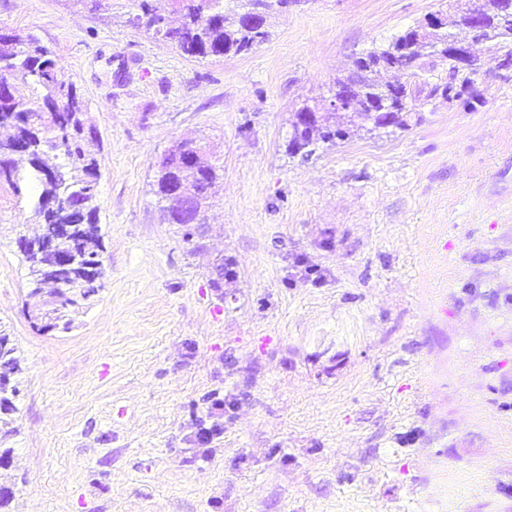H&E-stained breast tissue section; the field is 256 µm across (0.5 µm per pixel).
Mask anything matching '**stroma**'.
Listing matches in <instances>:
<instances>
[{
  "instance_id": "stroma-1",
  "label": "stroma",
  "mask_w": 512,
  "mask_h": 512,
  "mask_svg": "<svg viewBox=\"0 0 512 512\" xmlns=\"http://www.w3.org/2000/svg\"><path fill=\"white\" fill-rule=\"evenodd\" d=\"M447 6L300 0L201 59L140 0H0L82 97L104 245L73 329L38 332L19 240L39 190L0 187V331L24 358L7 512H512V70L483 103L393 131L356 113L286 151L354 54ZM184 139L224 164L203 224L150 191ZM329 105L331 109H336V112L331 110L321 112L317 106H310L306 102L303 103L300 108H318L316 118L303 129H299L295 122L299 114L297 110L300 108L293 112L287 142L290 154H300L302 157L308 158L316 152L319 146L325 144L334 145L337 140L343 141L352 135L354 126L349 114L358 105L349 99L348 94L339 87H336L332 92Z\"/></svg>"
}]
</instances>
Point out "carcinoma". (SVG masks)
Here are the masks:
<instances>
[{"mask_svg": "<svg viewBox=\"0 0 512 512\" xmlns=\"http://www.w3.org/2000/svg\"><path fill=\"white\" fill-rule=\"evenodd\" d=\"M182 16L177 26L156 28L154 33L172 43L183 54L206 58L241 54L269 39L268 26L247 28L240 24L239 12L224 10L223 0H172ZM483 19L481 28L471 31L470 14ZM441 24L416 37L414 28L394 36L384 45L375 46L353 60V70L336 84L346 88L360 103L369 102L380 109L377 114L364 113L373 129L403 128L408 117L420 112L448 83L421 64L413 78L399 92L402 100L392 97L390 82L384 74L391 68H402L414 59L429 53L447 61L448 71H455L448 56V41L457 31L472 32L475 41L488 44L490 60L512 59V0H485L474 9L441 11ZM488 60V61H490ZM488 61L476 58L472 73L460 77L459 97L483 101L476 89L477 78L488 72ZM31 89L28 97L18 94L17 82ZM83 102L75 85L65 79L50 51L35 38L19 33L0 34V127L12 130L9 144L0 147V157L6 170L0 169V181H5L13 194L20 198L36 181L41 191L35 203L36 213L50 233L58 224L71 225L70 231L58 238L59 248L73 252L90 263L103 265L104 246L97 227L99 212V170L94 149V137L86 134ZM293 112L288 136V152L305 158L312 156L321 145H334L353 133L351 116L347 112L326 110L304 128L297 127ZM186 141L174 143L164 154L152 182V193L164 208L169 224H203L217 182L224 177V165L204 158L196 147V160L182 163ZM56 153L61 162L48 164L46 157ZM24 161L28 168L19 167ZM28 264L29 296L41 297L53 332L66 333L72 328L73 315L98 292V287L78 278L66 279L67 287L45 278V259L38 248L22 249ZM21 355L13 343L0 346V376L12 377L21 371Z\"/></svg>", "mask_w": 512, "mask_h": 512, "instance_id": "cac0c4a2", "label": "carcinoma"}]
</instances>
